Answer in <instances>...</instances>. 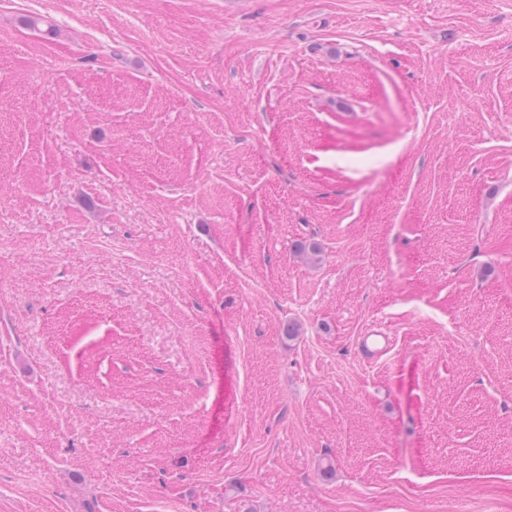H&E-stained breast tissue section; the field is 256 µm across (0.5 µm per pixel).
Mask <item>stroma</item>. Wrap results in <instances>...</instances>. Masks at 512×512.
Masks as SVG:
<instances>
[{"instance_id": "1", "label": "stroma", "mask_w": 512, "mask_h": 512, "mask_svg": "<svg viewBox=\"0 0 512 512\" xmlns=\"http://www.w3.org/2000/svg\"><path fill=\"white\" fill-rule=\"evenodd\" d=\"M509 297L512 0H0V512H512ZM388 345V336H383L381 331L372 330L368 336H363L361 356L369 363L375 362L386 352Z\"/></svg>"}]
</instances>
